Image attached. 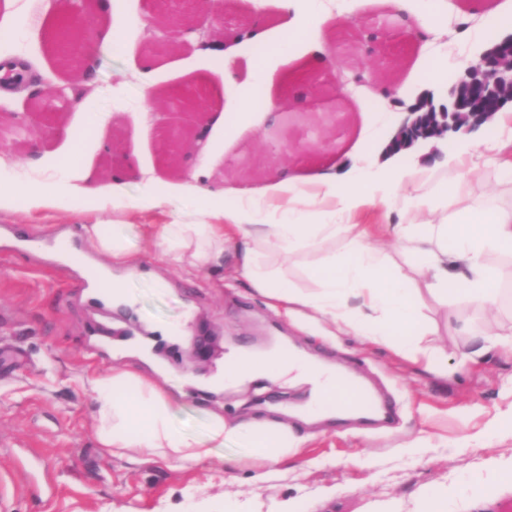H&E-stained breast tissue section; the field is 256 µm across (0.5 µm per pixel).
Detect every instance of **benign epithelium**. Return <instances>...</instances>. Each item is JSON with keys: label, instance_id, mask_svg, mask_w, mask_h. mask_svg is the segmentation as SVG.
I'll return each mask as SVG.
<instances>
[{"label": "benign epithelium", "instance_id": "1", "mask_svg": "<svg viewBox=\"0 0 512 512\" xmlns=\"http://www.w3.org/2000/svg\"><path fill=\"white\" fill-rule=\"evenodd\" d=\"M91 2L93 0H73L60 16L74 32V42L69 49H59L56 38H51L52 46L59 50L62 65L70 70L82 71L87 61L84 50L93 36L87 34L86 29L95 27ZM214 2L216 0H191L184 11L170 13L163 9L162 0H154V14L181 34L196 29L195 18L204 13L211 14ZM86 93L87 89L74 84L58 86L52 91L57 100L71 108L79 105ZM509 101L512 102V35L484 50L479 65L467 68L456 79L448 92L447 103L437 106L430 100L408 112L390 135L388 151L395 155L416 145H428L470 133L490 122ZM170 108L193 118L194 140L205 141V123L209 114L206 92L187 97L185 89L181 88L171 96L169 103L161 107L158 116L163 133V149L175 154L183 146L184 128L169 121ZM12 118L19 119V123L26 126L37 123L46 130L54 123L52 114L39 110L19 115L15 113Z\"/></svg>", "mask_w": 512, "mask_h": 512}]
</instances>
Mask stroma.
Wrapping results in <instances>:
<instances>
[{
    "label": "stroma",
    "mask_w": 512,
    "mask_h": 512,
    "mask_svg": "<svg viewBox=\"0 0 512 512\" xmlns=\"http://www.w3.org/2000/svg\"><path fill=\"white\" fill-rule=\"evenodd\" d=\"M150 0H111L106 25L119 34L116 45L94 50L95 89L82 104L67 108L50 98L39 77L26 93L0 100V109L25 111L41 101L59 115V133L0 125V140L36 145V152L14 156L0 170V184L44 178L54 168L72 165L79 186L93 194L104 183L103 163L110 145L124 159L121 183L129 197L143 188L141 173L153 171L158 192L181 191L164 211L138 212L111 204L83 213L63 202L50 209H28L16 199L15 210L0 216L17 237L0 239V348L10 347L21 366L0 367V512H276L285 502L299 512H424L425 492L448 496V512H512V424L495 425L496 413L512 405V350H493L474 362L458 357L479 337H447V377L440 378L398 356L382 344L339 333L332 338L301 330L269 308L237 272V247L227 244L220 264L169 270L156 244L139 227L164 224L176 213L193 210L197 189L258 192L279 179L280 170L308 176L332 168L373 169L385 161L388 135L404 113L422 100H446L455 73L478 63L472 41L455 28L428 42L416 23L430 0H342L345 18L326 54L319 91L339 90L332 102V130L319 121L311 96L297 97L286 78L296 57L306 55L320 31L310 27L304 40L273 55L259 43L237 37L250 12L244 0H224L223 43L235 61L233 82H225L223 64L203 57L196 34L178 39L174 50L148 53L152 38L163 32L150 23ZM449 19L472 16L480 40H497L496 28L482 17L493 12L512 17V0H442ZM53 25L46 0H11L0 5V53L38 61L58 81L70 80L45 37ZM445 61L442 81L431 79L436 61ZM263 66L269 85L256 82L254 66ZM353 70L369 74L362 86L336 88L339 76ZM206 85L216 107L236 112L245 100L271 94L274 113L253 112L245 125L212 126L201 153L186 150L178 165L164 158L161 135L142 123L140 109L154 95ZM105 115L99 137L86 128ZM80 143L71 153L65 130ZM469 176L437 172L434 183H454L469 203L491 200L512 204V184L474 155ZM130 225V246L139 271L128 281L134 300L127 308L107 309L81 288L80 272L50 262L34 250L38 225L78 227L94 222ZM342 240L281 260L261 259L297 288L309 290L312 269L340 254ZM165 327L182 330L185 347L162 343ZM284 336L309 353L336 362L366 379L394 401L397 419L387 427L364 428L349 422L306 424L294 430L305 442L297 454L262 477L245 448L232 443L215 449L213 459L174 465L143 459L136 451L115 457L99 448L94 434L96 396L86 382L91 368L129 364L150 373L127 344L151 341L152 352L168 361L159 383L181 402L178 430L206 436L209 411L235 418L251 412L287 420L290 409L304 405L308 386L282 387L264 381L241 389L212 391L204 381L223 373L224 357L244 344L271 345ZM480 476L479 495L464 498L457 488Z\"/></svg>",
    "instance_id": "35a3bbf8"
}]
</instances>
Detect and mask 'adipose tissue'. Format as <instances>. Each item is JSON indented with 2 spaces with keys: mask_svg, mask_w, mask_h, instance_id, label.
<instances>
[{
  "mask_svg": "<svg viewBox=\"0 0 512 512\" xmlns=\"http://www.w3.org/2000/svg\"><path fill=\"white\" fill-rule=\"evenodd\" d=\"M432 167L397 166L377 173L373 182L353 184L335 176L287 177L261 194L206 191L199 197L200 221L176 220L145 224L142 232L156 240L161 258L173 267L192 263L205 268L218 263L224 244L239 243L238 270L272 308L292 319L304 318L324 335L344 332L370 343H383L425 370L448 372V349L437 326L424 323L418 308L422 294L445 301L463 297L473 312L469 328L480 336L478 348L466 352L476 360L490 350L512 349V336L502 333L485 309L500 300L499 272L488 258L512 257V207L505 209L462 203L451 185L433 193L418 192ZM72 178H46L14 184L0 192V212L24 197L30 208L56 205L79 197ZM83 235L108 261L87 272L93 286L113 303H128L126 280L133 272L124 224H87ZM342 236L343 252L315 267L314 290L290 287L259 261L261 250L283 256L317 248ZM396 239L405 257L389 262L378 238ZM265 378L274 382L310 384L304 414L329 417L337 402L330 387L334 372L301 354L282 359L280 350L234 351L224 363V386L236 389ZM98 392L96 438L115 456L130 448L142 456L177 464L196 463L214 448L234 442L248 448L259 463L274 467L296 454L304 439L288 425L273 421L229 420L213 413L206 437L174 429L175 399L152 380L128 367L88 377Z\"/></svg>",
  "mask_w": 512,
  "mask_h": 512,
  "instance_id": "obj_1",
  "label": "adipose tissue"
}]
</instances>
